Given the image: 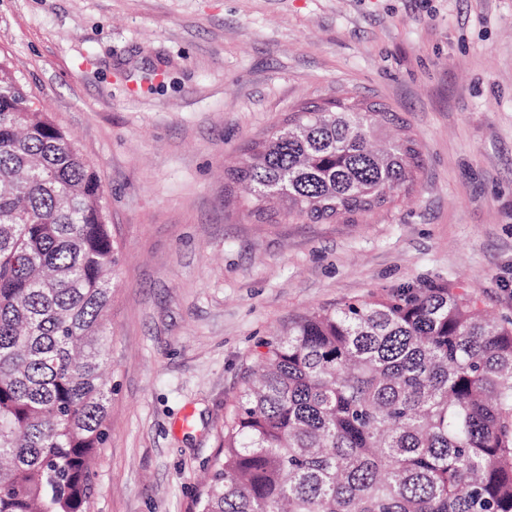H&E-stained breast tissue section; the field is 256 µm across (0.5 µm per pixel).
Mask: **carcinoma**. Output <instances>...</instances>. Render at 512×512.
Returning <instances> with one entry per match:
<instances>
[{"label":"carcinoma","mask_w":512,"mask_h":512,"mask_svg":"<svg viewBox=\"0 0 512 512\" xmlns=\"http://www.w3.org/2000/svg\"><path fill=\"white\" fill-rule=\"evenodd\" d=\"M421 168L409 125L345 91L295 106L228 174L260 219L349 223ZM121 254L97 171L0 62V512H91ZM263 346L198 512H512V320L431 284Z\"/></svg>","instance_id":"carcinoma-1"}]
</instances>
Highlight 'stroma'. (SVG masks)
Here are the masks:
<instances>
[{
	"label": "stroma",
	"instance_id": "35a3bbf8",
	"mask_svg": "<svg viewBox=\"0 0 512 512\" xmlns=\"http://www.w3.org/2000/svg\"><path fill=\"white\" fill-rule=\"evenodd\" d=\"M1 57L123 243L92 512H196L244 366L316 309L445 282L512 319V0H0ZM342 91L411 126V194L353 224L246 216L225 160Z\"/></svg>",
	"mask_w": 512,
	"mask_h": 512
}]
</instances>
